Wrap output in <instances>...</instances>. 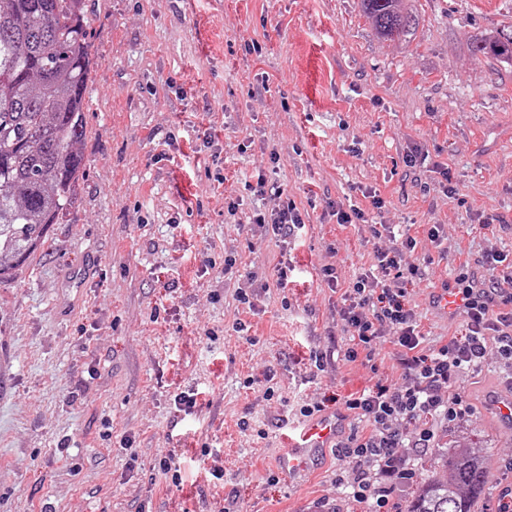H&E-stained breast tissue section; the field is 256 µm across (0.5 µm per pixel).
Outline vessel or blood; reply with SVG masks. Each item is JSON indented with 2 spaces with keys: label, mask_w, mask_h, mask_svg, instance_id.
Here are the masks:
<instances>
[{
  "label": "vessel or blood",
  "mask_w": 512,
  "mask_h": 512,
  "mask_svg": "<svg viewBox=\"0 0 512 512\" xmlns=\"http://www.w3.org/2000/svg\"><path fill=\"white\" fill-rule=\"evenodd\" d=\"M341 432L338 418L324 415L293 427L284 434L286 450L278 460L279 470L288 478L309 471L323 449L331 447Z\"/></svg>",
  "instance_id": "vessel-or-blood-1"
}]
</instances>
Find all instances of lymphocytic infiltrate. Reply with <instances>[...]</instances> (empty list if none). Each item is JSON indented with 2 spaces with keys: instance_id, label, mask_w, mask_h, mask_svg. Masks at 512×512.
<instances>
[{
  "instance_id": "lymphocytic-infiltrate-1",
  "label": "lymphocytic infiltrate",
  "mask_w": 512,
  "mask_h": 512,
  "mask_svg": "<svg viewBox=\"0 0 512 512\" xmlns=\"http://www.w3.org/2000/svg\"><path fill=\"white\" fill-rule=\"evenodd\" d=\"M365 197L364 207L328 206L337 223L364 225L374 243L371 271L342 289L343 358L371 362L388 342L402 373L399 381L381 379L344 397L343 415L353 426L336 443L335 454L348 463L352 476L337 477L336 484L347 487L354 502L367 505V512H395V491L415 476L411 459L436 447L440 428L470 408L457 385L462 374L491 359L512 370V272L502 269L506 254L492 250L481 261L487 279H477L468 263H460L453 284L443 285L433 301L451 300L464 328L441 346L427 347L408 300L409 286L422 274L410 261L418 240L409 229L377 222L386 206L379 193L369 191ZM307 217L285 199L255 213L252 221L283 242Z\"/></svg>"
}]
</instances>
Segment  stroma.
I'll use <instances>...</instances> for the list:
<instances>
[{"mask_svg": "<svg viewBox=\"0 0 512 512\" xmlns=\"http://www.w3.org/2000/svg\"><path fill=\"white\" fill-rule=\"evenodd\" d=\"M412 7L404 42L379 39L360 0H84L85 167L49 248L0 284V512H311L320 499L362 512L336 487L347 463L333 449L295 481L277 475L301 405L332 414L401 375L389 347L371 367L310 358L344 342L319 268L344 289L373 263L362 225L328 202L360 205L372 188L382 222L412 225L423 277L409 293L431 344L462 325L431 302L441 282L486 251L512 257V64L469 52L512 25V0ZM416 149L426 160L407 167ZM261 171L310 212L287 242L251 221L274 205L247 188ZM507 374L492 361L464 374L471 409L448 429L491 474L476 512L512 453L490 407ZM171 452L176 484L159 468Z\"/></svg>", "mask_w": 512, "mask_h": 512, "instance_id": "stroma-1", "label": "stroma"}]
</instances>
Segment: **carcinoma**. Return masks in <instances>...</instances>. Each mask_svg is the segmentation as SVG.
Masks as SVG:
<instances>
[{
	"label": "carcinoma",
	"instance_id": "obj_1",
	"mask_svg": "<svg viewBox=\"0 0 512 512\" xmlns=\"http://www.w3.org/2000/svg\"><path fill=\"white\" fill-rule=\"evenodd\" d=\"M409 0H361L383 40L410 39ZM83 0H0V282L44 249L51 225L73 201L85 166L80 149L90 74ZM477 38L475 57L512 63L500 37ZM490 475L479 451H448L405 512H476Z\"/></svg>",
	"mask_w": 512,
	"mask_h": 512
}]
</instances>
